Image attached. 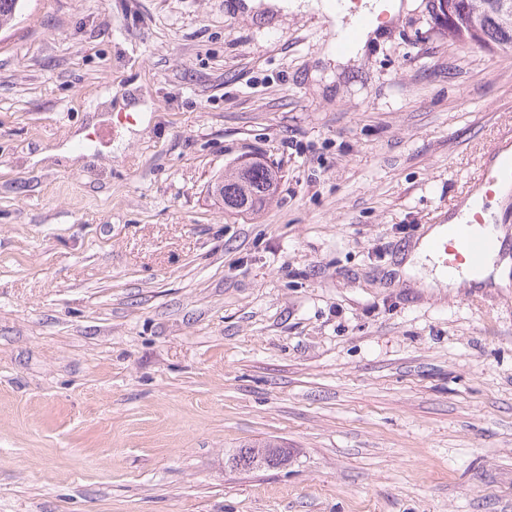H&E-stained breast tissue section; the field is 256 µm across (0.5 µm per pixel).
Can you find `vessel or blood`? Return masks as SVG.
Masks as SVG:
<instances>
[{
  "instance_id": "1",
  "label": "vessel or blood",
  "mask_w": 512,
  "mask_h": 512,
  "mask_svg": "<svg viewBox=\"0 0 512 512\" xmlns=\"http://www.w3.org/2000/svg\"><path fill=\"white\" fill-rule=\"evenodd\" d=\"M490 156L489 162L480 165L477 181L489 194L502 189L512 191V147L494 146ZM470 222L475 226L474 232H457L432 244L448 271L463 265L480 268L486 256L503 245L499 236L485 231L482 208L472 209Z\"/></svg>"
}]
</instances>
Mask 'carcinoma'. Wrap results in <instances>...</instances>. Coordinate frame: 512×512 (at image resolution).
I'll use <instances>...</instances> for the list:
<instances>
[{"label":"carcinoma","instance_id":"1","mask_svg":"<svg viewBox=\"0 0 512 512\" xmlns=\"http://www.w3.org/2000/svg\"><path fill=\"white\" fill-rule=\"evenodd\" d=\"M24 0H0V28L13 24ZM435 19L448 29V39L471 42L501 51H512V0L503 7H493L491 0H432ZM224 186L216 198L231 205L249 196L241 212L255 213L277 190L278 172L267 163H257L242 172L234 166L224 175ZM288 461L282 445L266 442L242 445L232 454L231 467L250 471L278 467Z\"/></svg>","mask_w":512,"mask_h":512}]
</instances>
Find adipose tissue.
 <instances>
[{
    "label": "adipose tissue",
    "mask_w": 512,
    "mask_h": 512,
    "mask_svg": "<svg viewBox=\"0 0 512 512\" xmlns=\"http://www.w3.org/2000/svg\"><path fill=\"white\" fill-rule=\"evenodd\" d=\"M243 7L248 11L310 10L323 16L335 29L337 37L341 38L350 31H357V39L346 53L338 54L331 48L326 51L327 57L346 64L356 62L363 55L368 43L382 35L383 30L378 21L380 13L386 11L392 15L396 14L401 4L399 0H364L363 11L369 15L370 21L362 27L358 26L356 17L351 16L347 10L331 8L327 0H244ZM469 213V207H462L453 223L432 226L421 242L411 250L403 264V271L415 278L418 287L456 290L477 286L486 287L492 284L504 285L506 274L512 269V264L502 260L499 253L489 254L480 269L466 270L451 278L444 272L437 256L430 248L431 241L452 234L457 225L466 223Z\"/></svg>",
    "instance_id": "adipose-tissue-1"
}]
</instances>
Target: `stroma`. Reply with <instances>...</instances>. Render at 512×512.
Segmentation results:
<instances>
[{"instance_id":"1","label":"stroma","mask_w":512,"mask_h":512,"mask_svg":"<svg viewBox=\"0 0 512 512\" xmlns=\"http://www.w3.org/2000/svg\"><path fill=\"white\" fill-rule=\"evenodd\" d=\"M240 3L0 32V512H512V287L396 272L512 128V52L401 0L341 66ZM248 154L278 191L226 213ZM288 461V454L282 445L266 442L258 445H242L232 454L228 463L231 467L250 471L260 468L278 467Z\"/></svg>"}]
</instances>
